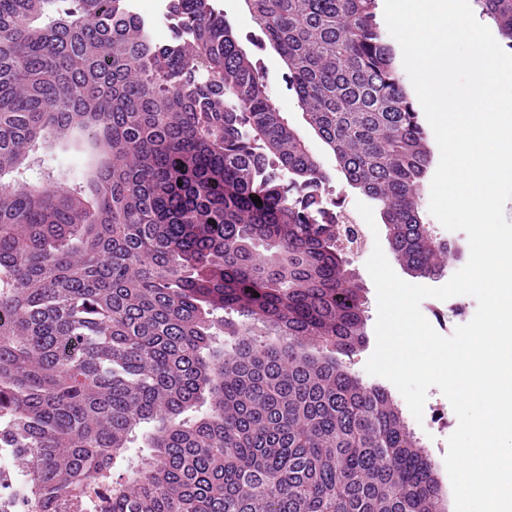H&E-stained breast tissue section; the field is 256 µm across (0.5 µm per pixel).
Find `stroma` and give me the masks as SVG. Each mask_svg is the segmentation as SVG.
Returning <instances> with one entry per match:
<instances>
[{
	"label": "stroma",
	"mask_w": 512,
	"mask_h": 512,
	"mask_svg": "<svg viewBox=\"0 0 512 512\" xmlns=\"http://www.w3.org/2000/svg\"><path fill=\"white\" fill-rule=\"evenodd\" d=\"M213 5L223 13L226 21L236 32L243 49L260 67L270 99L283 113L289 126L305 140L327 170L329 180L320 190L323 203L339 202L342 214L351 217L354 223H362L363 218L356 209V203L363 200V193L347 184L331 150L307 125L296 96L289 89L285 79L286 66L283 60L269 45L264 44V35L249 13L244 0H213ZM32 155L41 159L46 168L53 170L56 178L68 182L85 173L90 159L86 147L71 142L59 144L43 140L36 144ZM348 260L355 279L362 288L366 331V342L351 356L349 366L354 374L366 379L367 383L389 389L409 429L420 440L435 464V474L445 497L447 512H454L453 491L444 457L448 450V439L458 425L457 416L448 399L438 388L433 387L428 391L422 420H415L404 398L398 389L392 388L390 381L366 373L365 364L376 345L377 295L375 285L365 266L366 255L352 253L349 254ZM420 309L437 332L448 336L457 326L466 324L473 318L477 310V302L475 298L467 295L446 300L428 298L422 301Z\"/></svg>",
	"instance_id": "35a3bbf8"
}]
</instances>
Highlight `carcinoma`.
Masks as SVG:
<instances>
[{
	"instance_id": "carcinoma-1",
	"label": "carcinoma",
	"mask_w": 512,
	"mask_h": 512,
	"mask_svg": "<svg viewBox=\"0 0 512 512\" xmlns=\"http://www.w3.org/2000/svg\"><path fill=\"white\" fill-rule=\"evenodd\" d=\"M375 2L250 9L395 259L438 276L456 251L420 221L430 151ZM477 3L512 50V0ZM171 9L191 39L157 47L125 0H0V447L33 512L145 424L154 455L96 512H436L431 458L343 360L363 297L326 171L212 0ZM77 130L90 192L13 178Z\"/></svg>"
}]
</instances>
